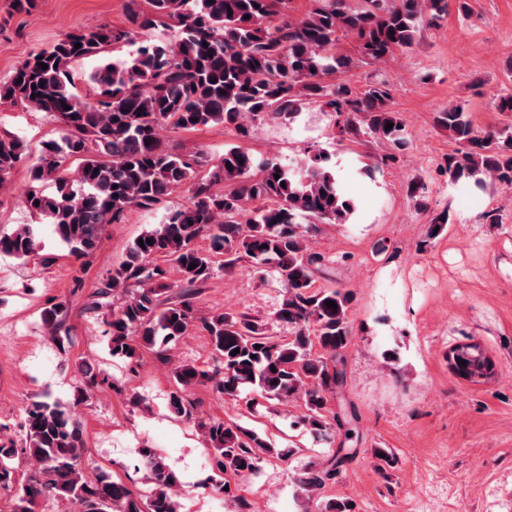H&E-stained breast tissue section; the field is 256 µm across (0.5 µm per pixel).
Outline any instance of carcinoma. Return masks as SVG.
<instances>
[{
	"instance_id": "obj_1",
	"label": "carcinoma",
	"mask_w": 512,
	"mask_h": 512,
	"mask_svg": "<svg viewBox=\"0 0 512 512\" xmlns=\"http://www.w3.org/2000/svg\"><path fill=\"white\" fill-rule=\"evenodd\" d=\"M147 8H129L132 28L97 26L64 34L29 54L0 83V100L44 112L60 135L42 143L29 165L30 181L51 180L56 193L36 190L23 198L32 223L0 231V253L26 260L38 253L33 224L55 226L70 253L83 258L101 245L103 230L121 224L133 209L152 210L186 186L188 205L140 235L113 269L107 288L126 295L105 314L111 351L139 364L138 347H166L198 326L209 336L218 365L211 370L190 364L173 370L168 395L172 414L193 420L204 434L215 469V489L228 494L227 473H257L262 456L284 452L255 431L223 421L195 417L189 391L211 384L234 397L254 388L266 400L298 395L305 413L296 421L320 440L334 426L327 420V395L342 383L352 335L353 296L339 289H313L314 267L321 256L307 252L305 234L315 224H345L355 204L341 189L324 150L306 151L293 167L275 158H259L240 146L224 150L217 164L203 153L170 148L161 130H199L216 124L247 133L243 118L294 121L302 105L322 99L344 116L341 131L351 138L371 136L397 150L408 145L404 126L389 108L383 84L352 93L341 76L352 59L338 51L340 36L352 34L361 58L381 60L413 44L418 29L448 13V0H311L300 20L275 22L288 0H144ZM160 28L173 39L156 40ZM81 44L75 48L74 44ZM136 46L131 59L106 63L90 80L96 99L83 101L72 91L70 64L97 56L117 44ZM48 65L42 69L39 63ZM439 127L464 148L448 158V178L483 190L489 182L512 186V130L480 132L460 106L437 113ZM392 129H386L387 124ZM30 157L15 137L0 136V187ZM233 170H228V167ZM279 178H274V175ZM203 236L215 253L224 252V269L245 259L275 268L284 280L286 298L280 319L294 325L292 336L274 340L246 313L195 317L189 301L170 307L159 296L170 288L165 271L151 264L162 256L175 264L189 285L210 278L214 253L195 247ZM152 244L139 245V240ZM194 269H189L191 264ZM337 308L326 306V301ZM65 305L42 311L51 338L61 344ZM138 337L140 346L132 344ZM236 355H231L234 350ZM457 375L471 380L482 365L479 345L454 350ZM22 445L0 441V488L18 484L12 512H35L39 500L56 498L78 512H178V479L152 448L140 449L151 492L142 497L101 467L89 470L85 436L70 404L49 394L24 413ZM32 462L16 481L12 461ZM332 472L305 468L300 484L320 489Z\"/></svg>"
}]
</instances>
